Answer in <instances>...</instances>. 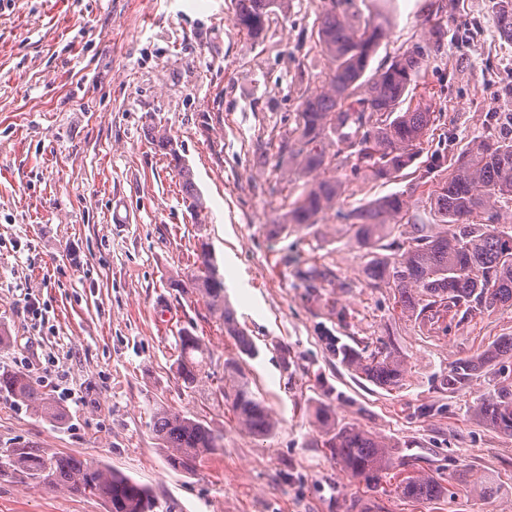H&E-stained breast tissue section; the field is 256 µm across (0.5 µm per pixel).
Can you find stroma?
Returning <instances> with one entry per match:
<instances>
[{
  "instance_id": "stroma-1",
  "label": "stroma",
  "mask_w": 512,
  "mask_h": 512,
  "mask_svg": "<svg viewBox=\"0 0 512 512\" xmlns=\"http://www.w3.org/2000/svg\"><path fill=\"white\" fill-rule=\"evenodd\" d=\"M322 6L291 0L254 41L234 25V0H0V373L64 397L66 412L57 423L0 395V450L32 445L122 473L152 492L157 512H512V437L474 413L497 376L454 392L443 383L449 365L512 336V306L444 329L402 315L391 289L368 287L343 218L401 193L434 223L418 175L435 150L499 133L512 42L491 0H387L376 62L428 46L425 15L446 30L407 97L430 100L437 115L414 172L361 180L336 159L335 207L315 227L277 232L282 205L309 178L268 139L295 128L302 99L324 85ZM159 131L192 168L206 223H194L155 150ZM117 201L130 213L121 226ZM203 241L256 357L239 356L205 296L168 285L191 277ZM312 258L336 286L300 285L295 272ZM183 328L207 355L190 386L174 365ZM387 336L406 367L393 389L331 349ZM233 361L273 412L266 437L247 433L219 394ZM315 399L337 425L386 438L405 471L432 475L446 494L410 502L351 479L319 446ZM161 407L199 418L223 448L195 473L172 468L150 427ZM0 512L106 508L0 476Z\"/></svg>"
}]
</instances>
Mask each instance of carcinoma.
<instances>
[{
    "instance_id": "1",
    "label": "carcinoma",
    "mask_w": 512,
    "mask_h": 512,
    "mask_svg": "<svg viewBox=\"0 0 512 512\" xmlns=\"http://www.w3.org/2000/svg\"><path fill=\"white\" fill-rule=\"evenodd\" d=\"M288 5L289 0H236L234 25L257 41L264 37L270 16L288 11ZM349 8L350 0H330L323 8L318 36L331 61L330 73L319 93L302 100L293 140L281 138L278 149L297 160L304 172L319 173L331 164L326 141L333 138L336 154H345L353 173L396 178L415 162L422 140L436 120L427 104L401 109L412 81L424 68L427 47L415 46L372 70L371 61L387 34L385 16L378 12L361 21ZM494 8L502 37L512 41V0H497ZM155 142L169 157L192 216L202 222L205 206L177 144L164 133L156 136ZM448 159L451 172L429 193L430 210L438 223H416L401 193L368 201L343 215L352 238L365 252L367 285L391 289L401 312L432 324L452 311L462 310L467 315L512 304V227L500 224L503 204L512 201V130L473 139L450 158L437 153L428 170L442 168ZM340 195L341 182L336 177L314 179L288 203L276 228L316 226L319 215L335 206ZM193 266L197 275L190 282L174 279L172 284L189 286L213 304L223 300L224 281L216 272L207 244L197 250ZM298 277L302 287L315 288L332 282L334 274L313 261L298 271ZM223 317L224 331L235 340L239 352L254 356L256 349L238 329L233 312L226 308ZM334 352L378 387L396 388L403 381V361L390 338L378 340L372 350L367 344L361 349L343 344ZM508 359H512V336H503L476 356L451 365L443 382L450 391L463 389L480 369L504 372L502 363ZM204 364L200 339L181 329L174 362L178 376L191 385ZM2 393L49 420L63 418L61 407L24 375L0 374ZM221 396L249 433L265 437L273 431L275 421L269 408L244 377L229 380ZM476 414L495 430L512 436V384L481 398ZM314 415L323 428L326 455L350 477L376 488L396 469L384 438L353 426L330 425L329 407L323 403L316 406ZM152 429L170 450L172 465L187 473L195 470L203 456L222 447L221 438L199 418L179 412L156 410ZM0 475L98 499L107 512H155L157 508L150 490L130 478L70 456L46 457L37 448L0 452ZM395 491L405 500L419 502L439 498L446 488L436 478L417 473L400 479Z\"/></svg>"
}]
</instances>
